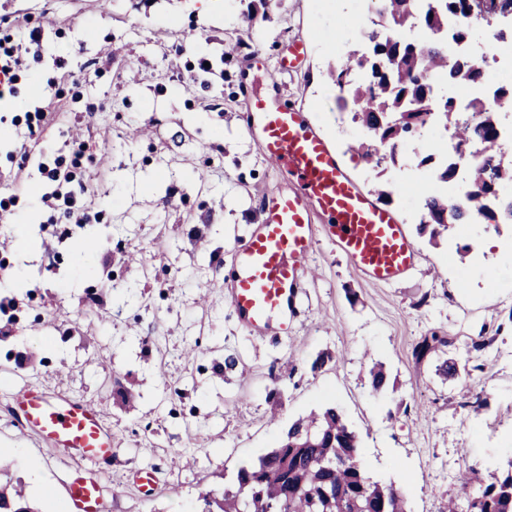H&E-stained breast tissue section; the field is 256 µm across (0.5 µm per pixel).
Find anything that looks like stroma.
<instances>
[{
	"label": "stroma",
	"mask_w": 512,
	"mask_h": 512,
	"mask_svg": "<svg viewBox=\"0 0 512 512\" xmlns=\"http://www.w3.org/2000/svg\"><path fill=\"white\" fill-rule=\"evenodd\" d=\"M365 0H0V63L12 80L0 86V260L13 255L19 205L31 193L52 195L56 174H70L72 207L39 205L26 263L29 288L41 296L43 319L21 311L12 333L35 362L23 367L0 356V407L17 388L35 385L95 403L116 455L101 473L105 512H197L202 493L220 491L237 469L275 448L289 425L310 411L339 410L360 438L361 453L381 485L404 496L408 512H447L459 498V472L494 468L512 457V226L453 225L439 246L406 210L421 207L420 186L401 167L366 171L354 146L358 125L332 72L347 48V18ZM253 15L268 68L288 41L309 39L308 52L282 78L285 98L301 104L343 166L366 190L389 191L387 208L406 218L423 256L420 269L391 285L371 282L327 239L312 262L316 279L301 297L287 331L251 336L224 300L222 270L235 243L259 221L254 195L279 175L262 158L242 122L236 60H225ZM328 32L330 42L320 39ZM45 66L31 77L32 63ZM38 86L28 109L13 101L22 82ZM206 169L205 189L195 172ZM82 224L95 243L75 256L69 240L47 224ZM491 237L488 262L501 271L486 282L458 255L472 237ZM103 296L92 318L81 305L88 289ZM84 334L63 345L55 328ZM493 341L469 356L475 369L444 378L434 359L416 361L422 337L450 338L447 357L481 330ZM162 346L144 356L141 340ZM205 347H197L198 337ZM235 370L217 372L228 353ZM332 360L321 370L319 354ZM382 364L386 388L374 394L370 369ZM130 403L115 398L114 382ZM277 400H270V391ZM487 400L480 414L460 405L463 394ZM141 419L151 431L134 437ZM0 454L9 475L45 512H66L63 481L88 469L26 429L0 422ZM157 470L158 486L143 493L140 470Z\"/></svg>",
	"instance_id": "1"
}]
</instances>
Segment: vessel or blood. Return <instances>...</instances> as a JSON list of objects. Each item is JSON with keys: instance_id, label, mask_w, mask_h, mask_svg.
Returning a JSON list of instances; mask_svg holds the SVG:
<instances>
[{"instance_id": "b4317fda", "label": "vessel or blood", "mask_w": 512, "mask_h": 512, "mask_svg": "<svg viewBox=\"0 0 512 512\" xmlns=\"http://www.w3.org/2000/svg\"><path fill=\"white\" fill-rule=\"evenodd\" d=\"M306 49L303 40L292 39L278 69L264 71L262 89L244 86V128L287 180L257 195L261 220L236 244V272L224 282L238 322L260 335L285 330L297 318L302 284L315 276L310 258L319 237L378 283L399 280L420 266L396 214L361 190L306 113L283 98L281 76L296 68ZM11 411L50 447L90 462V469L76 472L65 485L70 512H103L94 469L111 463L114 443L96 407L25 386L15 392Z\"/></svg>"}]
</instances>
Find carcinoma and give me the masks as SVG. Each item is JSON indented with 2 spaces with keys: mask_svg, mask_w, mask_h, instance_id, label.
Listing matches in <instances>:
<instances>
[{
  "mask_svg": "<svg viewBox=\"0 0 512 512\" xmlns=\"http://www.w3.org/2000/svg\"><path fill=\"white\" fill-rule=\"evenodd\" d=\"M385 15L398 29L420 27L429 37L396 40L385 33L373 32L372 46L384 51L378 57L363 50L354 51L336 65V83L352 82L362 71L366 80L355 84L354 119L388 147L382 161L394 162L399 148L415 132L429 123L430 106L439 102L445 126L454 128L458 143H480V156L471 163L466 204L456 207V223L467 216H478L487 224H499L512 218V209L497 211L487 205L492 188L512 183V167H499L498 115L512 110V84L503 88L494 103L471 99L465 107L470 122L460 126V106L440 96L429 73L439 72L447 81L476 84L481 79L478 63L460 59L448 63V44L436 33L448 25V16L462 20L453 39L462 40L470 32L469 0H436L420 10L417 0H384ZM420 164L436 168L443 182H450L456 172L452 162L438 164L425 149L419 152ZM453 205L448 198L427 195L423 208L430 216ZM451 340L436 332L415 346L413 355L421 360L436 355ZM438 374L455 378L468 367H459L454 359L437 365ZM460 489L467 502V512H512V458L486 476H460ZM200 512H405L402 495L385 488L365 468L359 451L357 433L336 408L313 411L294 421L278 447L238 468L231 486L219 495L201 496ZM13 512H40L30 506L21 488L0 486V508Z\"/></svg>",
  "mask_w": 512,
  "mask_h": 512,
  "instance_id": "carcinoma-1",
  "label": "carcinoma"
}]
</instances>
